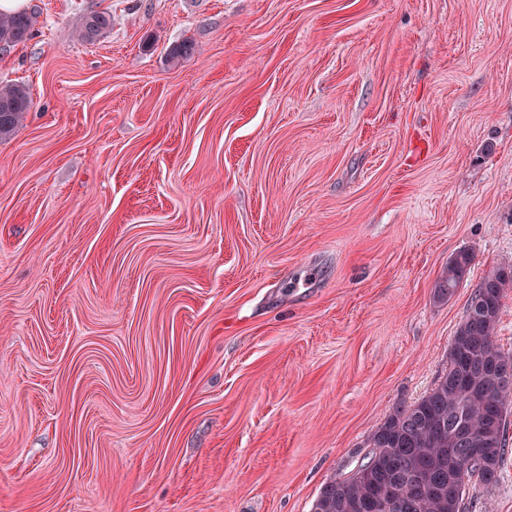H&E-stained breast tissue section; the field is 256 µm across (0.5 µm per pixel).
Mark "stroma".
I'll return each instance as SVG.
<instances>
[{"instance_id":"stroma-1","label":"stroma","mask_w":512,"mask_h":512,"mask_svg":"<svg viewBox=\"0 0 512 512\" xmlns=\"http://www.w3.org/2000/svg\"><path fill=\"white\" fill-rule=\"evenodd\" d=\"M27 11L0 44L33 100L0 139V512H312L512 260V0ZM467 512H512V441ZM35 24V17L25 12L0 13V43L15 45L30 40ZM112 18L104 12L90 13L83 23L80 37L86 41H92L104 30L110 27ZM471 262L472 255L465 250L460 251L449 260L448 266L436 284L437 295L440 297H451L468 275Z\"/></svg>"}]
</instances>
